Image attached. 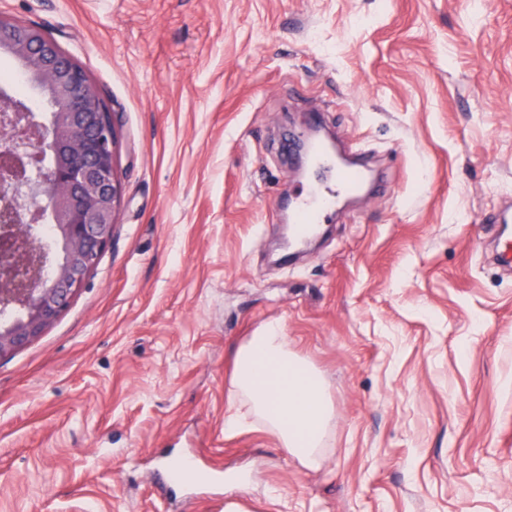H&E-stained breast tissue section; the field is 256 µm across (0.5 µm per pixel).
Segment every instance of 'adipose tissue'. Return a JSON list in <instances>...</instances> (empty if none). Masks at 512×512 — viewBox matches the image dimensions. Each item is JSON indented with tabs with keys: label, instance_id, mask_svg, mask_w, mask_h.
<instances>
[{
	"label": "adipose tissue",
	"instance_id": "adipose-tissue-1",
	"mask_svg": "<svg viewBox=\"0 0 512 512\" xmlns=\"http://www.w3.org/2000/svg\"><path fill=\"white\" fill-rule=\"evenodd\" d=\"M228 405L227 431L264 428L302 465H319L332 417L327 381L289 348L281 323L264 324L236 348Z\"/></svg>",
	"mask_w": 512,
	"mask_h": 512
}]
</instances>
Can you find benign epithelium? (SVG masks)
I'll use <instances>...</instances> for the list:
<instances>
[{"label":"benign epithelium","instance_id":"7a95c632","mask_svg":"<svg viewBox=\"0 0 512 512\" xmlns=\"http://www.w3.org/2000/svg\"><path fill=\"white\" fill-rule=\"evenodd\" d=\"M0 46L53 96L54 117L0 92V358L60 317L112 239L121 192L111 110L42 29L0 17ZM56 225L57 256L40 225Z\"/></svg>","mask_w":512,"mask_h":512}]
</instances>
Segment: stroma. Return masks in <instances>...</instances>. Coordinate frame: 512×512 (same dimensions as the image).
<instances>
[{
  "instance_id": "obj_1",
  "label": "stroma",
  "mask_w": 512,
  "mask_h": 512,
  "mask_svg": "<svg viewBox=\"0 0 512 512\" xmlns=\"http://www.w3.org/2000/svg\"><path fill=\"white\" fill-rule=\"evenodd\" d=\"M115 112L112 241L0 360V512H512V0H0ZM391 191L294 264L310 113ZM280 321L334 416L309 469L224 430L236 347ZM490 222L499 228L495 260L498 265L511 271L512 269V207L504 206L497 211Z\"/></svg>"
}]
</instances>
